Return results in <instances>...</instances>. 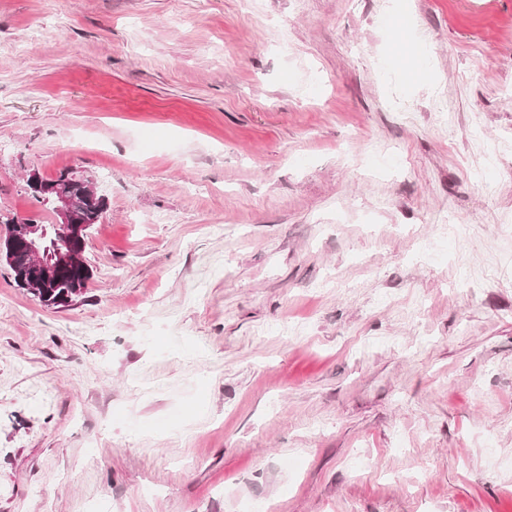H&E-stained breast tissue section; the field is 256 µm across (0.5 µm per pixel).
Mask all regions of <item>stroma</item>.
<instances>
[{
	"label": "stroma",
	"instance_id": "stroma-1",
	"mask_svg": "<svg viewBox=\"0 0 512 512\" xmlns=\"http://www.w3.org/2000/svg\"><path fill=\"white\" fill-rule=\"evenodd\" d=\"M67 170L83 297L0 265V512H512V0H0V241Z\"/></svg>",
	"mask_w": 512,
	"mask_h": 512
}]
</instances>
